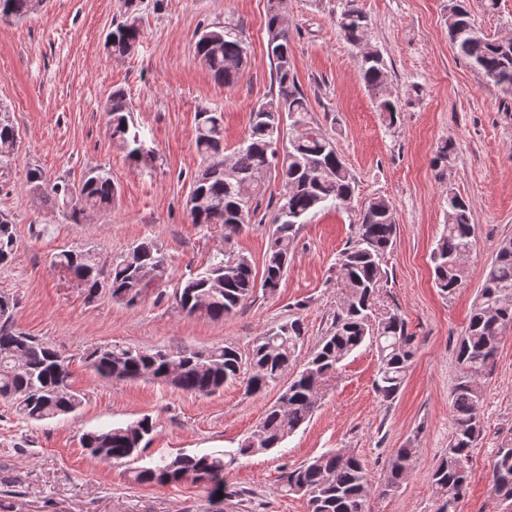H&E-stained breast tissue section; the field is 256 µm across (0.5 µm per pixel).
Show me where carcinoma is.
Listing matches in <instances>:
<instances>
[{"instance_id":"obj_1","label":"carcinoma","mask_w":512,"mask_h":512,"mask_svg":"<svg viewBox=\"0 0 512 512\" xmlns=\"http://www.w3.org/2000/svg\"><path fill=\"white\" fill-rule=\"evenodd\" d=\"M41 0H0V17L22 20L39 10ZM142 0H123V13L112 20L106 36L109 52L128 56L141 43ZM336 27L350 46L358 49V66L375 107L392 125L399 114L398 101L387 93L384 63L368 43L369 21L346 0L336 16ZM267 50L274 65L275 93L254 106L247 138L230 157L224 156V120L217 110L196 113V149L200 165L193 191L205 198L203 211L194 224H218L228 242L241 231L237 213L256 209L264 181L270 174L281 180L282 191L263 259L261 279L250 259L229 251L215 254L208 265L178 283L172 299L188 316L200 315L222 321L251 297L255 288L274 293L288 271L294 241L302 225L318 212L347 208L355 190V178L338 152L334 140L312 121L308 98L297 85L294 51L288 35L282 0H267ZM448 40L457 56L512 95V40L490 38L478 31L466 0H452L448 12ZM195 56L215 81L226 87L237 84L250 66V46L243 27L226 21L202 27L196 33ZM112 141L134 164L143 163L142 137L132 119L133 107L119 88L105 106ZM283 135L282 154H277L278 135ZM18 131L7 107L0 108V169L11 165ZM31 192L64 211L74 224L92 214L112 209L117 187L110 172L97 166L81 182L49 183L36 168L29 171ZM446 224L430 253L434 283L443 295L463 284L464 260L474 246V223L467 201L454 188L445 199ZM397 237L390 202L383 197L367 201L360 211L356 240L340 261L341 300L331 328L316 350L282 388L281 405L272 404L255 429L238 447L203 454L161 455L146 466H135L146 452L145 438L156 421L145 416L133 424L86 431L81 445L97 460L131 466L139 484L169 485L191 482L205 486L210 494L228 491L224 473L243 458L279 447L309 422L321 396L336 379L340 364L365 342L377 346L375 390L389 401L401 391L415 355L414 338L404 319L395 311L379 314L374 298L383 288L387 272L383 261ZM16 245L14 223L0 213V264L11 259ZM51 264L79 281L95 297L105 289L112 300L135 306L143 299L145 278L164 282L168 276L163 246L154 240L133 245L109 267H101L92 250L56 254ZM16 301L0 294V399L10 400L16 412L28 421H43L75 414L82 397L69 382L66 361L47 343L21 331L15 320ZM512 328V238L502 241L494 261L484 273L483 284L473 304L469 324L456 348L457 375L451 388L453 430L448 448L429 474L435 490L434 512H459L470 477L469 449L480 434V407L484 396L482 378L493 371L501 335ZM303 343L299 320L287 321L260 337L251 353L253 375L247 391L258 393L280 381L296 361ZM86 361L100 377L113 381L153 380L191 394L212 395L224 384L240 378L243 358L231 345L204 351L187 348H136L111 345L92 350ZM178 362L179 372L169 379L166 370ZM417 449L398 448L389 469L378 480L353 455L336 450L314 456L284 472L280 492L301 495L309 512H369V489L380 496L396 491L413 473ZM491 495L512 505V434L502 439L492 465Z\"/></svg>"}]
</instances>
